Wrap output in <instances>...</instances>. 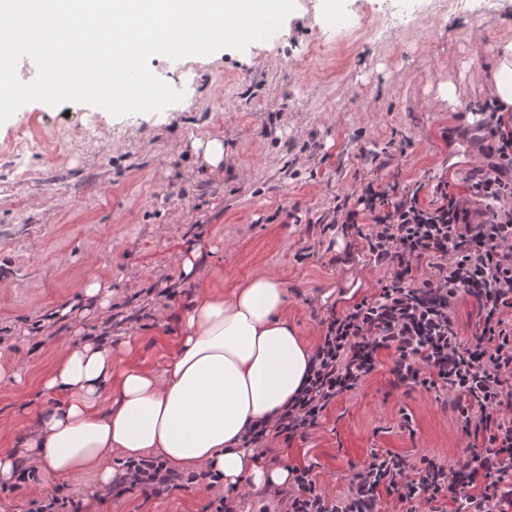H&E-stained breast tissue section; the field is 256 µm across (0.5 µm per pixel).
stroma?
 I'll list each match as a JSON object with an SVG mask.
<instances>
[{"label": "stroma", "instance_id": "obj_1", "mask_svg": "<svg viewBox=\"0 0 512 512\" xmlns=\"http://www.w3.org/2000/svg\"><path fill=\"white\" fill-rule=\"evenodd\" d=\"M393 2L347 0L341 22L313 0L245 51L152 56L151 72L183 94L158 113L31 102L0 124V449L20 436L10 428L19 404L59 405L42 378L65 347L108 330L113 351L128 340L146 365L165 364L199 287L179 264L193 244L208 248L225 289L276 276L289 322L314 349L322 319L371 297L385 274L333 223L337 199L372 179L424 202L441 180L464 194L479 150L462 131L490 97L498 44L512 40V0L445 13L409 0L411 24L369 36ZM213 138L224 143L216 168L195 150ZM95 279L112 290L107 328L84 295ZM392 360L380 355L358 390L305 437L271 442L264 462L311 466L335 498L375 452L473 456L432 393L392 386ZM58 483L42 470L1 483L0 512H28ZM67 483L80 512H207L210 501L197 485L146 494L108 493L87 476Z\"/></svg>", "mask_w": 512, "mask_h": 512}]
</instances>
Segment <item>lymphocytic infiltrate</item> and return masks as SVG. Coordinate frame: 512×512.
<instances>
[{
	"label": "lymphocytic infiltrate",
	"mask_w": 512,
	"mask_h": 512,
	"mask_svg": "<svg viewBox=\"0 0 512 512\" xmlns=\"http://www.w3.org/2000/svg\"><path fill=\"white\" fill-rule=\"evenodd\" d=\"M483 159L466 174V192L437 184L390 192L364 182L335 214L364 241L386 274L376 293L325 324L302 390L247 447L306 435L328 406L357 390L382 353L394 352L396 385L433 392L464 433L482 434L475 458L371 454L340 498L328 499L311 468L289 469L288 512H512V113L497 102L478 110ZM477 306L472 335L455 313L461 297ZM205 473L183 474L158 458L130 459L118 483L145 492L186 489Z\"/></svg>",
	"instance_id": "f902f5d3"
}]
</instances>
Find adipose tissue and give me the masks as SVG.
<instances>
[{"label": "adipose tissue", "instance_id": "1", "mask_svg": "<svg viewBox=\"0 0 512 512\" xmlns=\"http://www.w3.org/2000/svg\"><path fill=\"white\" fill-rule=\"evenodd\" d=\"M313 352L288 321L285 292L256 275L232 290L205 278L183 318L175 354L161 369L109 343L63 353L43 382L65 396L52 411L16 409L18 453H0V479L17 458L57 477L86 473L109 485L114 459L154 455L179 472L217 473L212 494L250 482L283 486L243 445L251 424L275 418L302 388Z\"/></svg>", "mask_w": 512, "mask_h": 512}]
</instances>
